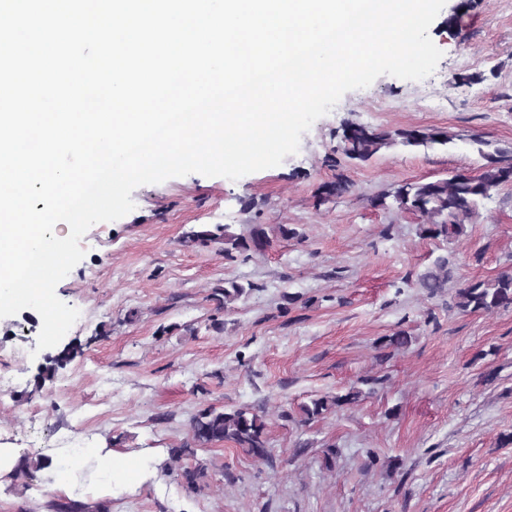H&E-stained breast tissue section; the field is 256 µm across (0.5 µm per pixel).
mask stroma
<instances>
[{
	"instance_id": "stroma-1",
	"label": "stroma",
	"mask_w": 512,
	"mask_h": 512,
	"mask_svg": "<svg viewBox=\"0 0 512 512\" xmlns=\"http://www.w3.org/2000/svg\"><path fill=\"white\" fill-rule=\"evenodd\" d=\"M457 2L429 28L443 53L430 76L383 75L345 93L280 166L142 185L132 212L93 225L85 257L56 287L80 312L65 339L82 356L39 380V319L29 308L0 318V365L25 356L0 393V447L43 457L78 441L149 460L125 489L77 493L82 512H512V307L454 305L467 283L512 270V186L448 242L422 237L420 216L373 203L405 181L479 173L475 138L512 147V0H473L450 29ZM348 122L438 127L455 140L357 162L341 152ZM340 178L347 191L319 197ZM217 224L265 225L270 245L244 261L186 242ZM442 259L449 278L432 294L421 279ZM228 281L256 288L227 306L214 291ZM401 330L408 347H386ZM370 377L381 380L374 393L295 422L300 405ZM210 405L264 415L272 460L229 442L173 460ZM199 463L207 475L188 489L182 473ZM65 501L40 472L0 478V512H57Z\"/></svg>"
}]
</instances>
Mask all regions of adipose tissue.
<instances>
[{"label":"adipose tissue","instance_id":"1","mask_svg":"<svg viewBox=\"0 0 512 512\" xmlns=\"http://www.w3.org/2000/svg\"><path fill=\"white\" fill-rule=\"evenodd\" d=\"M142 468L135 458H117L108 448H86L82 451L67 449L59 452L44 468L43 475L48 486L65 495L74 494L79 487L83 472H91L96 482L112 484L114 474L134 477Z\"/></svg>","mask_w":512,"mask_h":512}]
</instances>
